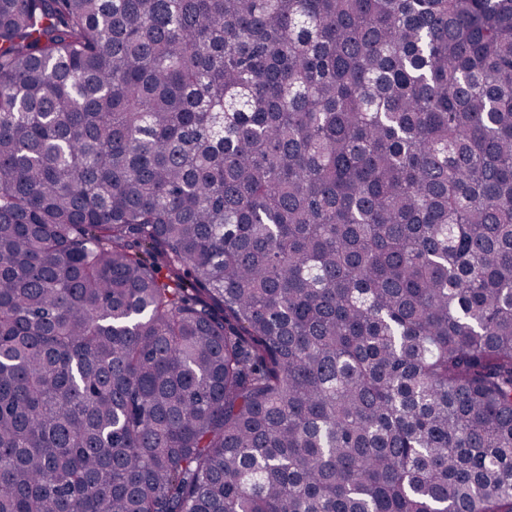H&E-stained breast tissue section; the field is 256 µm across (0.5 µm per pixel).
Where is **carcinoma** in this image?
<instances>
[{"label": "carcinoma", "mask_w": 512, "mask_h": 512, "mask_svg": "<svg viewBox=\"0 0 512 512\" xmlns=\"http://www.w3.org/2000/svg\"><path fill=\"white\" fill-rule=\"evenodd\" d=\"M0 512H512V0H0Z\"/></svg>", "instance_id": "carcinoma-1"}]
</instances>
